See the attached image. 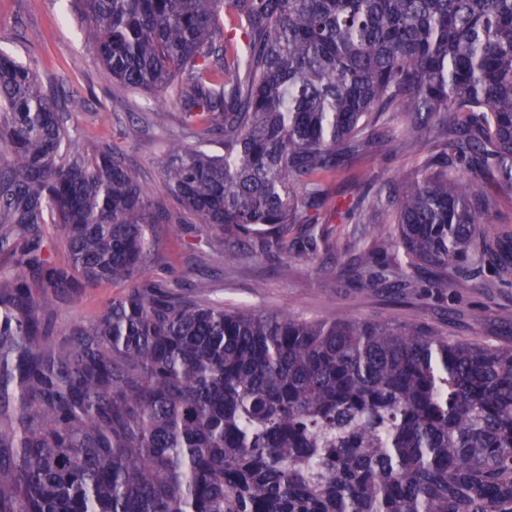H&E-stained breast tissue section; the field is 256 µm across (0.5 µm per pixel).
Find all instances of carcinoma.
Wrapping results in <instances>:
<instances>
[{"label": "carcinoma", "instance_id": "cac0c4a2", "mask_svg": "<svg viewBox=\"0 0 512 512\" xmlns=\"http://www.w3.org/2000/svg\"><path fill=\"white\" fill-rule=\"evenodd\" d=\"M73 2L113 82L176 97L196 144L165 145L164 181L200 223L281 243L320 223L346 155L409 139L437 153L376 201L405 263L391 287L423 269L446 288L500 249L483 174L512 193V0ZM171 118L161 100L148 124ZM3 152L0 512H512L511 347L150 280L58 328L63 292L134 279L174 216L112 148L72 150L1 50ZM43 241L45 247H49L50 253L57 264L61 266L67 265V244L64 237L52 224L43 226Z\"/></svg>", "mask_w": 512, "mask_h": 512}]
</instances>
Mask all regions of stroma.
<instances>
[{
  "label": "stroma",
  "instance_id": "stroma-1",
  "mask_svg": "<svg viewBox=\"0 0 512 512\" xmlns=\"http://www.w3.org/2000/svg\"><path fill=\"white\" fill-rule=\"evenodd\" d=\"M0 49L32 64L43 90L83 99L82 108L63 115L75 149L113 146L140 171L152 197H165L163 144L183 138L184 131L176 122L145 127L153 95L112 84L71 0H0ZM426 153L400 140L359 155L332 183L322 234L309 236L299 224L281 245L251 239L231 265L224 262V246L235 236L232 229L215 233L188 213L182 223L155 225V262L144 274L203 286L211 301L228 310L285 311L307 319L337 312L357 321L423 328L452 342L512 347V288L497 287L494 267L459 271L439 292L426 288L422 272L399 291L376 281L395 270L397 256L382 251V228L371 222V206L390 183L414 176ZM360 197L365 204L357 211L353 202ZM366 254L371 262L361 279L347 281L345 270ZM126 290L123 284H83L58 301L56 322L93 320L108 298ZM477 307L486 310L479 320L472 316Z\"/></svg>",
  "mask_w": 512,
  "mask_h": 512
}]
</instances>
